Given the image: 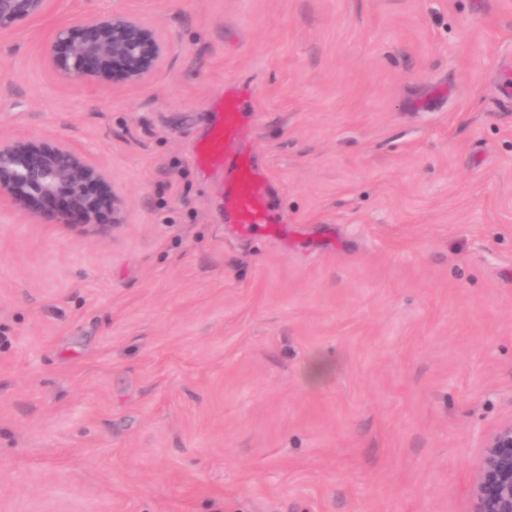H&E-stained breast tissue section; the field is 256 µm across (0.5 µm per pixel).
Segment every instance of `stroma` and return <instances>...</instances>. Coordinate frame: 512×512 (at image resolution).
<instances>
[{
  "label": "stroma",
  "instance_id": "stroma-1",
  "mask_svg": "<svg viewBox=\"0 0 512 512\" xmlns=\"http://www.w3.org/2000/svg\"><path fill=\"white\" fill-rule=\"evenodd\" d=\"M174 38L85 92L41 40ZM512 0H59L0 47V135L73 142L100 237L0 207V512H468L512 421ZM282 222L200 168L226 82ZM171 50L170 36L131 10L96 14L77 25L61 22L41 46L55 78L78 90L144 87Z\"/></svg>",
  "mask_w": 512,
  "mask_h": 512
}]
</instances>
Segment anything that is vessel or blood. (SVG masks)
I'll list each match as a JSON object with an SVG mask.
<instances>
[{
  "instance_id": "vessel-or-blood-1",
  "label": "vessel or blood",
  "mask_w": 512,
  "mask_h": 512,
  "mask_svg": "<svg viewBox=\"0 0 512 512\" xmlns=\"http://www.w3.org/2000/svg\"><path fill=\"white\" fill-rule=\"evenodd\" d=\"M248 99V94L235 84L226 86L223 99L214 105L213 122L196 154L200 165L228 174L224 208L247 229L279 221L268 178L255 164L245 137L243 117Z\"/></svg>"
}]
</instances>
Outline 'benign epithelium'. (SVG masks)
<instances>
[{
    "instance_id": "7a95c632",
    "label": "benign epithelium",
    "mask_w": 512,
    "mask_h": 512,
    "mask_svg": "<svg viewBox=\"0 0 512 512\" xmlns=\"http://www.w3.org/2000/svg\"><path fill=\"white\" fill-rule=\"evenodd\" d=\"M53 9L54 0H0V42L13 37L18 22L38 23ZM171 50L170 36L131 10L61 22L41 46L55 78L78 90L144 87ZM0 206L22 215L57 206L55 223L76 220L103 236L125 222L127 209L105 168L76 145L2 135ZM469 512H512V421L485 444Z\"/></svg>"
}]
</instances>
